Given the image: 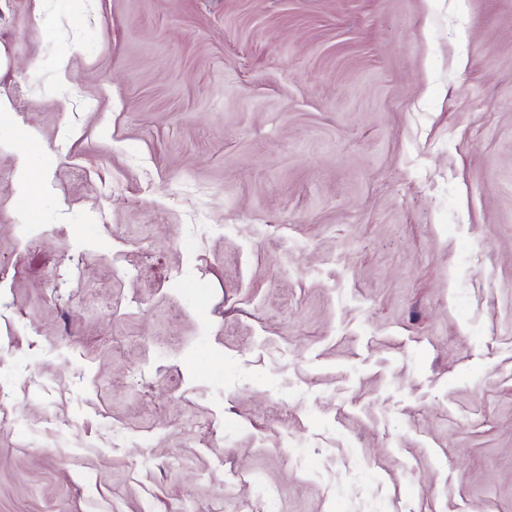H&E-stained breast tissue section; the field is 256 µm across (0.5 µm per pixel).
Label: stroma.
Here are the masks:
<instances>
[{
  "mask_svg": "<svg viewBox=\"0 0 512 512\" xmlns=\"http://www.w3.org/2000/svg\"><path fill=\"white\" fill-rule=\"evenodd\" d=\"M0 98V512H512V0H0Z\"/></svg>",
  "mask_w": 512,
  "mask_h": 512,
  "instance_id": "stroma-1",
  "label": "stroma"
}]
</instances>
